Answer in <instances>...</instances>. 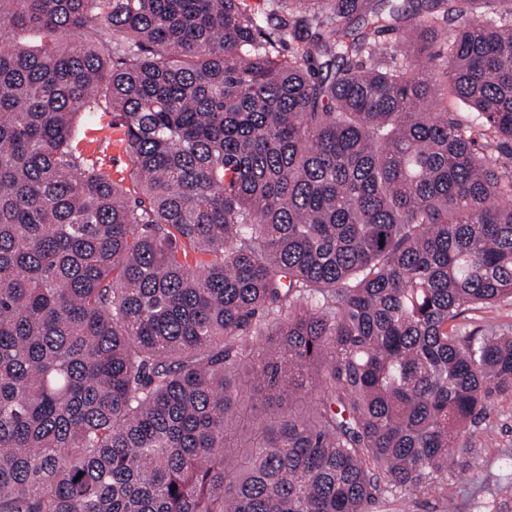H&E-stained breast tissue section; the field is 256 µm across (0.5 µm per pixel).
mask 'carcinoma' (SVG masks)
I'll return each mask as SVG.
<instances>
[{
    "mask_svg": "<svg viewBox=\"0 0 512 512\" xmlns=\"http://www.w3.org/2000/svg\"><path fill=\"white\" fill-rule=\"evenodd\" d=\"M265 2L0 0V512H369L512 399V0ZM112 122V114L97 112L95 115L82 114L76 121V133L83 139L84 155L90 160L97 161L112 173V178L122 181L126 188H132L131 162L124 145L117 139L120 134L109 128L96 130ZM465 317V323L471 327L487 328L491 325L497 331L512 334V303L510 301L468 311Z\"/></svg>",
    "mask_w": 512,
    "mask_h": 512,
    "instance_id": "1",
    "label": "carcinoma"
}]
</instances>
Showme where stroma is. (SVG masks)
<instances>
[{"label":"stroma","mask_w":512,"mask_h":512,"mask_svg":"<svg viewBox=\"0 0 512 512\" xmlns=\"http://www.w3.org/2000/svg\"><path fill=\"white\" fill-rule=\"evenodd\" d=\"M111 120L105 112L79 115L76 133L85 156L129 188L130 158L117 133L110 131ZM454 454L457 466L442 489L388 499L373 512H512V402H499L467 424Z\"/></svg>","instance_id":"stroma-1"}]
</instances>
